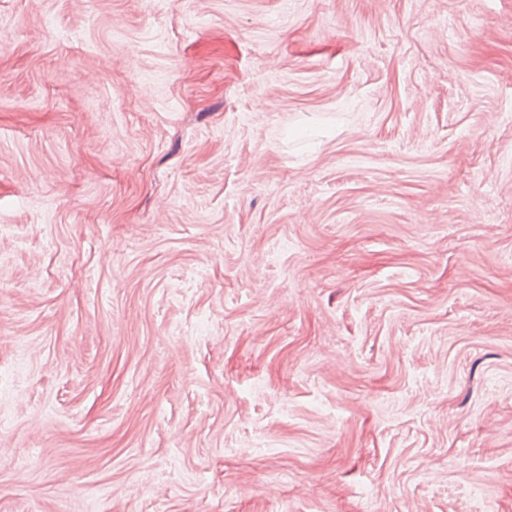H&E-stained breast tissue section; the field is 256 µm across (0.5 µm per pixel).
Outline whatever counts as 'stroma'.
<instances>
[{
  "mask_svg": "<svg viewBox=\"0 0 512 512\" xmlns=\"http://www.w3.org/2000/svg\"><path fill=\"white\" fill-rule=\"evenodd\" d=\"M512 512V0H0V512Z\"/></svg>",
  "mask_w": 512,
  "mask_h": 512,
  "instance_id": "1",
  "label": "stroma"
}]
</instances>
